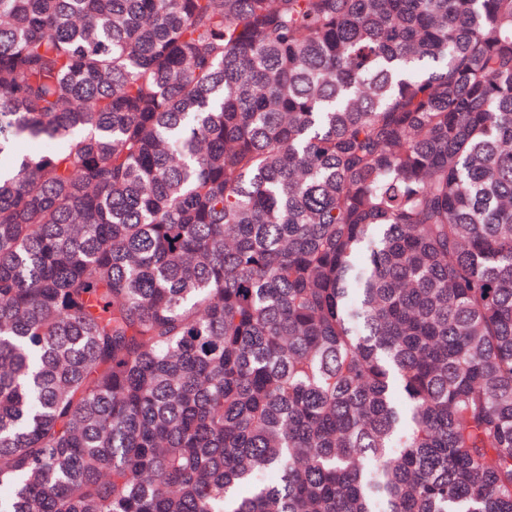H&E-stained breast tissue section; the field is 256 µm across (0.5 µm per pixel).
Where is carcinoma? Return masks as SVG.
Wrapping results in <instances>:
<instances>
[{"mask_svg":"<svg viewBox=\"0 0 512 512\" xmlns=\"http://www.w3.org/2000/svg\"><path fill=\"white\" fill-rule=\"evenodd\" d=\"M0 512H512V0H0Z\"/></svg>","mask_w":512,"mask_h":512,"instance_id":"carcinoma-1","label":"carcinoma"}]
</instances>
